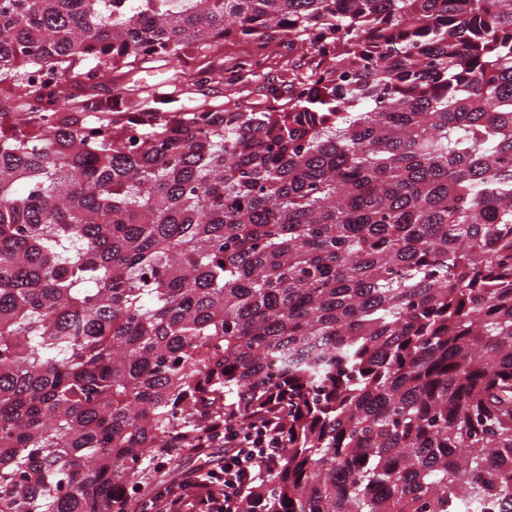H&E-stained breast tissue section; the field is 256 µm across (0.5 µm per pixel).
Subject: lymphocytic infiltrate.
Masks as SVG:
<instances>
[{"label":"lymphocytic infiltrate","instance_id":"1","mask_svg":"<svg viewBox=\"0 0 512 512\" xmlns=\"http://www.w3.org/2000/svg\"><path fill=\"white\" fill-rule=\"evenodd\" d=\"M224 457L187 477L160 483L146 495L133 497L130 490L116 492L117 512H238L246 490L279 459L283 442L267 429L224 427Z\"/></svg>","mask_w":512,"mask_h":512}]
</instances>
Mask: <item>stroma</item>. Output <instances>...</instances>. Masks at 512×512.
Returning <instances> with one entry per match:
<instances>
[{
  "label": "stroma",
  "mask_w": 512,
  "mask_h": 512,
  "mask_svg": "<svg viewBox=\"0 0 512 512\" xmlns=\"http://www.w3.org/2000/svg\"><path fill=\"white\" fill-rule=\"evenodd\" d=\"M244 46L231 42L220 49H203L197 60L178 63L167 59L154 60L133 70L106 73L99 86L100 97H109L111 90L122 89L132 99H143L169 95L170 99L186 101L198 107L212 110L223 109L228 101L237 99L245 105L261 108L266 104L270 87L280 86L285 69L295 68L305 72L311 63L310 57L303 56L294 61L283 60L270 55L259 77L246 87H232L223 80L207 83L197 82L194 76L196 66H207L212 70L224 71L233 60L243 54Z\"/></svg>",
  "instance_id": "1"
}]
</instances>
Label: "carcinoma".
I'll list each match as a JSON object with an SVG mask.
<instances>
[{
    "instance_id": "obj_1",
    "label": "carcinoma",
    "mask_w": 512,
    "mask_h": 512,
    "mask_svg": "<svg viewBox=\"0 0 512 512\" xmlns=\"http://www.w3.org/2000/svg\"><path fill=\"white\" fill-rule=\"evenodd\" d=\"M279 33L288 103L34 70ZM0 512L268 425L243 512H512V0H0ZM62 91L67 96L70 107L74 111L81 108L83 100V84L81 78L78 76L76 70H70L62 75Z\"/></svg>"
}]
</instances>
